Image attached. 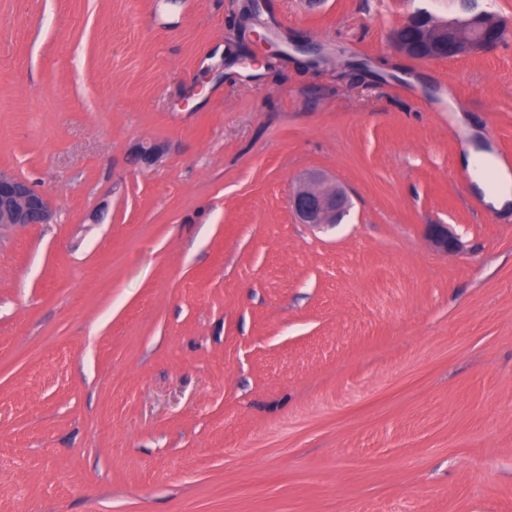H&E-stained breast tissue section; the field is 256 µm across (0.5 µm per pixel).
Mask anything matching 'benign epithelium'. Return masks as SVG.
Listing matches in <instances>:
<instances>
[{
  "instance_id": "obj_1",
  "label": "benign epithelium",
  "mask_w": 512,
  "mask_h": 512,
  "mask_svg": "<svg viewBox=\"0 0 512 512\" xmlns=\"http://www.w3.org/2000/svg\"><path fill=\"white\" fill-rule=\"evenodd\" d=\"M473 3L462 0V15L438 17L427 10L410 13L403 26L414 31V38L404 41L393 37L394 47L403 55L418 60L458 59L484 53L499 43L507 22L491 13L469 14ZM347 192L336 185L327 186L320 179H309L289 200L299 223L316 229L340 222L348 207ZM54 213L46 199L26 180L0 173V225L49 224ZM430 242L442 252L457 251V238L443 224L428 227Z\"/></svg>"
}]
</instances>
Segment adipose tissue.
Returning a JSON list of instances; mask_svg holds the SVG:
<instances>
[{
	"mask_svg": "<svg viewBox=\"0 0 512 512\" xmlns=\"http://www.w3.org/2000/svg\"><path fill=\"white\" fill-rule=\"evenodd\" d=\"M462 163L472 176L475 189L493 212L512 210V167L486 150L468 149Z\"/></svg>",
	"mask_w": 512,
	"mask_h": 512,
	"instance_id": "ef3b65f1",
	"label": "adipose tissue"
}]
</instances>
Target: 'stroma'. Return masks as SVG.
<instances>
[{"mask_svg": "<svg viewBox=\"0 0 512 512\" xmlns=\"http://www.w3.org/2000/svg\"><path fill=\"white\" fill-rule=\"evenodd\" d=\"M418 9L0 0V171L55 211L0 227V512H512V217L458 161L512 160V29L411 59ZM348 202V194L343 188L327 186L313 177L294 193L289 205L300 224L322 229L340 222ZM428 237L430 242L442 252L454 253L457 251L458 239L448 230L446 225L431 224L428 227Z\"/></svg>", "mask_w": 512, "mask_h": 512, "instance_id": "stroma-1", "label": "stroma"}]
</instances>
